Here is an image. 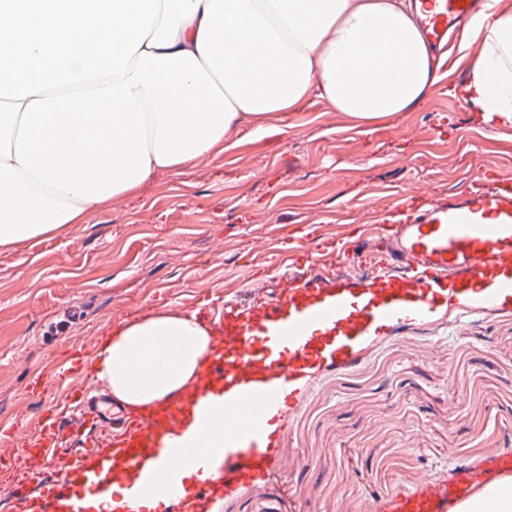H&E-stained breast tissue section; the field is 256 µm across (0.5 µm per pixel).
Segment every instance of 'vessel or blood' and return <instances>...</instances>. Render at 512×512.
Here are the masks:
<instances>
[{
  "label": "vessel or blood",
  "instance_id": "vessel-or-blood-1",
  "mask_svg": "<svg viewBox=\"0 0 512 512\" xmlns=\"http://www.w3.org/2000/svg\"><path fill=\"white\" fill-rule=\"evenodd\" d=\"M429 42L441 43L480 0H420ZM391 206L376 229L387 262L358 274L288 273L276 291L250 290L209 316L211 351L182 391L132 413L82 450L96 419L82 395L49 404L37 429L20 435L34 469L11 487L16 512H93L95 499L126 491L122 512H145L167 499L170 512H213L215 503L264 479L273 441L286 435L282 406L316 369L351 373L365 349L435 322L448 308L462 319L512 312V178L438 202L413 191ZM210 475L195 487L181 474L196 465ZM512 477V451L490 452L473 469L418 488L365 512H450L487 484Z\"/></svg>",
  "mask_w": 512,
  "mask_h": 512
}]
</instances>
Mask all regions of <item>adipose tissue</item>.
<instances>
[{
  "mask_svg": "<svg viewBox=\"0 0 512 512\" xmlns=\"http://www.w3.org/2000/svg\"><path fill=\"white\" fill-rule=\"evenodd\" d=\"M468 107L512 125V9L465 25ZM0 48L49 62L55 78L0 67V245L84 223L157 174L214 158L242 122L311 96L371 119L425 105L439 81L411 0H0ZM211 338L195 314L122 320L103 337L96 383L145 408L200 371Z\"/></svg>",
  "mask_w": 512,
  "mask_h": 512,
  "instance_id": "obj_1",
  "label": "adipose tissue"
}]
</instances>
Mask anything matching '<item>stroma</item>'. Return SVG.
Masks as SVG:
<instances>
[{
    "label": "stroma",
    "mask_w": 512,
    "mask_h": 512,
    "mask_svg": "<svg viewBox=\"0 0 512 512\" xmlns=\"http://www.w3.org/2000/svg\"><path fill=\"white\" fill-rule=\"evenodd\" d=\"M458 44L437 55L443 91L427 108L360 120L314 95L240 125L188 175L159 174L77 228L0 246V326L15 337L0 347V446L92 365L36 394L30 373L76 361L122 319L217 313L249 286L276 289L314 239L356 240L347 268H366L378 260L368 228L410 189L441 200L512 177V125L488 128L450 93L471 69ZM284 424L268 477L214 512H363L368 497L512 449V313L466 324L449 313L370 346L354 373L316 371Z\"/></svg>",
    "instance_id": "1"
}]
</instances>
